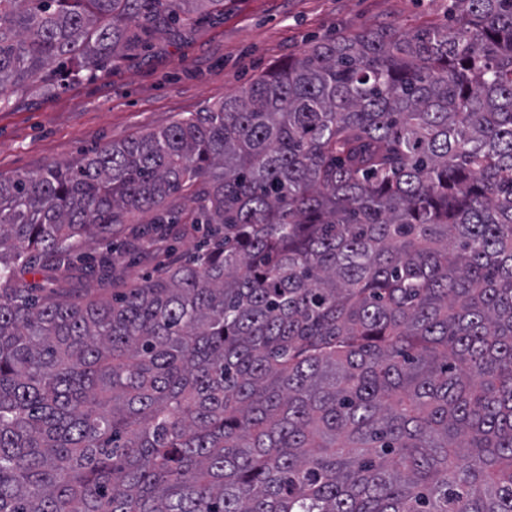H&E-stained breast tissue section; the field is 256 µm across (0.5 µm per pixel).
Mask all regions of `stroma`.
<instances>
[{
    "mask_svg": "<svg viewBox=\"0 0 512 512\" xmlns=\"http://www.w3.org/2000/svg\"><path fill=\"white\" fill-rule=\"evenodd\" d=\"M448 0H224L221 10L155 34L146 49L117 52L96 77L52 90L6 91L0 107V178L86 154L223 101L310 44L388 27L447 23ZM163 251L142 244L115 275L43 270L23 284L65 297L111 295L154 270Z\"/></svg>",
    "mask_w": 512,
    "mask_h": 512,
    "instance_id": "35a3bbf8",
    "label": "stroma"
}]
</instances>
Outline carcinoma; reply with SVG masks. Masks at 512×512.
Masks as SVG:
<instances>
[{
  "label": "carcinoma",
  "instance_id": "obj_1",
  "mask_svg": "<svg viewBox=\"0 0 512 512\" xmlns=\"http://www.w3.org/2000/svg\"><path fill=\"white\" fill-rule=\"evenodd\" d=\"M222 4L0 0V103ZM448 14L0 178V512H512V0ZM137 213L195 259L17 279ZM142 244V242H140ZM164 250L152 243H144L138 249L136 259L132 265L126 263L117 266L116 273L105 274L96 269L94 272H72L60 276L48 271L45 266L38 273L23 275L22 283L30 286H41L54 289L65 297H78L89 295H112L113 288H126L138 276L154 270L161 259Z\"/></svg>",
  "mask_w": 512,
  "mask_h": 512
}]
</instances>
